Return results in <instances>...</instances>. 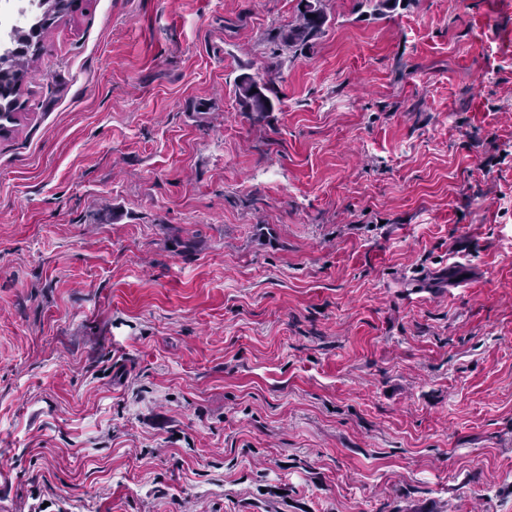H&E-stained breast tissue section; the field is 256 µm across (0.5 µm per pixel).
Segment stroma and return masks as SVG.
<instances>
[{
    "instance_id": "1",
    "label": "stroma",
    "mask_w": 512,
    "mask_h": 512,
    "mask_svg": "<svg viewBox=\"0 0 512 512\" xmlns=\"http://www.w3.org/2000/svg\"><path fill=\"white\" fill-rule=\"evenodd\" d=\"M297 5L44 30L0 133V512H512V0H325L273 54ZM322 0H300L297 18L287 28L280 29L278 38L288 48L300 51L312 46L324 30L328 18L324 12ZM314 14V17H309ZM256 85L260 87L257 89ZM236 87L239 105L250 118L261 121L267 112H273L276 93L270 84H259L252 76L243 74L238 77ZM252 89H257V92H252Z\"/></svg>"
}]
</instances>
